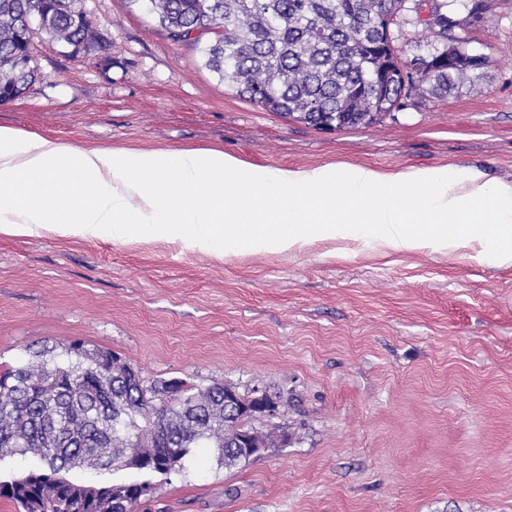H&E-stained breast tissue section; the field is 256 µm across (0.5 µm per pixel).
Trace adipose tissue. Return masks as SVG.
<instances>
[{"label":"adipose tissue","mask_w":512,"mask_h":512,"mask_svg":"<svg viewBox=\"0 0 512 512\" xmlns=\"http://www.w3.org/2000/svg\"><path fill=\"white\" fill-rule=\"evenodd\" d=\"M348 200L336 203L337 196ZM136 236L213 253L367 235L393 250L512 254V182L449 164L259 169L216 148L71 146L0 126V235Z\"/></svg>","instance_id":"ef3b65f1"}]
</instances>
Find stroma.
Masks as SVG:
<instances>
[{"label": "stroma", "instance_id": "stroma-1", "mask_svg": "<svg viewBox=\"0 0 512 512\" xmlns=\"http://www.w3.org/2000/svg\"><path fill=\"white\" fill-rule=\"evenodd\" d=\"M449 44L486 65L447 97L417 83L380 123L321 131L225 87L199 45L139 0H79L107 42L72 55L36 33L38 78L0 125L61 142L220 148L260 169L454 163L512 181V0H446ZM429 56L423 23L394 30ZM73 340L146 384L282 396L273 443L224 468L192 449L140 512H512V259L397 251L372 237L223 257L181 242L0 235V366Z\"/></svg>", "mask_w": 512, "mask_h": 512}]
</instances>
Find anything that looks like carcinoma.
<instances>
[{
  "label": "carcinoma",
  "mask_w": 512,
  "mask_h": 512,
  "mask_svg": "<svg viewBox=\"0 0 512 512\" xmlns=\"http://www.w3.org/2000/svg\"><path fill=\"white\" fill-rule=\"evenodd\" d=\"M158 25L189 40L202 11L208 27L222 31L202 48L204 65L236 95L269 112L318 130L374 124L386 116L374 108L389 72L387 53L370 50L379 0H144ZM51 40L82 42L85 32L71 4L53 0H0V87L23 74L7 65L20 50L12 33L36 10ZM470 79V71H430L426 82L446 96ZM133 389L112 379V352L95 356L75 344L43 347L0 371V459L31 455L36 466L0 482V497L22 512H137L128 495L138 481L86 483L75 470L135 467L167 474L182 468L193 448L213 446L233 467L248 460L226 447L239 419L224 417L219 386L185 381L173 389L170 407L143 397L136 370H125Z\"/></svg>",
  "instance_id": "carcinoma-1"
}]
</instances>
